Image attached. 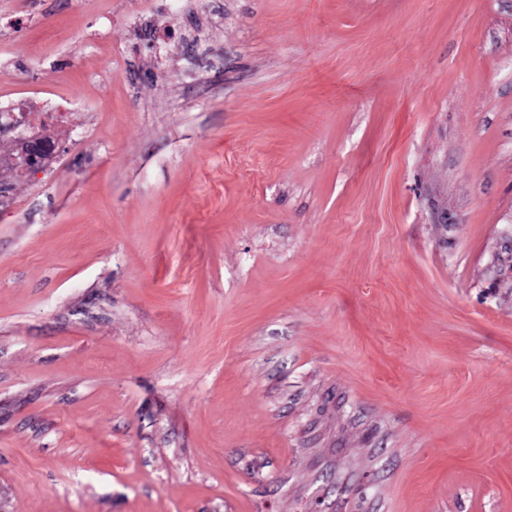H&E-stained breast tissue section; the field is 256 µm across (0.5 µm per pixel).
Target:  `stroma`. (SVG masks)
<instances>
[{
	"instance_id": "obj_1",
	"label": "stroma",
	"mask_w": 512,
	"mask_h": 512,
	"mask_svg": "<svg viewBox=\"0 0 512 512\" xmlns=\"http://www.w3.org/2000/svg\"><path fill=\"white\" fill-rule=\"evenodd\" d=\"M6 512H512V0H0ZM57 143L53 140H31L24 142L19 154V168L25 173L41 171L45 168V160L56 153Z\"/></svg>"
}]
</instances>
